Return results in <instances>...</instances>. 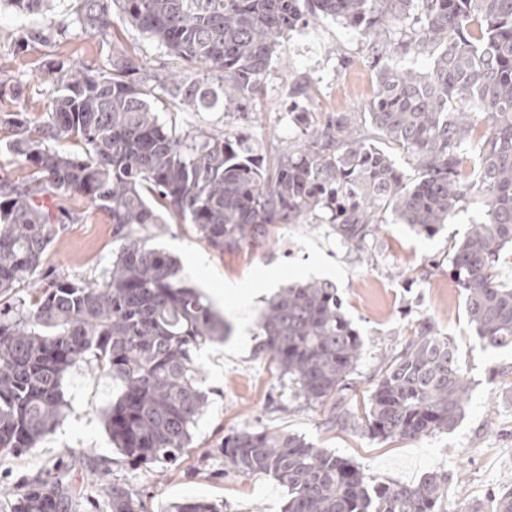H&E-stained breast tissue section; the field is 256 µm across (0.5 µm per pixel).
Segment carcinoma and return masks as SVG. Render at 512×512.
Segmentation results:
<instances>
[{"mask_svg": "<svg viewBox=\"0 0 512 512\" xmlns=\"http://www.w3.org/2000/svg\"><path fill=\"white\" fill-rule=\"evenodd\" d=\"M35 14L50 0H7ZM75 20L105 35L112 12L159 42L186 66L212 75L152 77L186 112L214 108L248 115L279 39L320 18L359 31L379 65L362 112L289 109L300 140L270 161L245 136L176 133L160 121L134 59L112 72L73 68L56 80L45 121L21 112L0 120L6 146L33 171L0 178V461L37 447L65 417V374L92 356L121 387L104 413L106 430L133 463H174L189 448L207 405L195 354L232 326L179 276L178 262L139 237L161 224V206L195 225L213 249L265 241L274 224L318 218L344 246L363 249L389 214L432 236L463 203L482 220L448 261L463 288L480 345H512V289L496 281L500 251L512 243V0H76ZM432 59L428 73L400 69L392 54ZM481 113L488 131L472 117ZM67 141L85 156L51 146ZM474 151L478 177L462 163ZM403 155L410 178L396 165ZM76 192L108 211L125 240L112 267L80 283L43 270V257L65 223L44 199ZM40 279L27 306L21 285ZM256 351L275 363L298 395L333 401L332 421L373 439H416L450 430L462 417L469 385L456 348L425 320L395 356L364 403L362 417L338 397L362 341L327 282L284 288L261 310ZM235 472H265L288 488L284 512H439L447 477L413 485L373 484L350 460L281 431L243 429L224 439ZM105 469L88 453L51 465L26 481L15 512H80L87 489L76 472ZM107 512H139L122 483L107 490ZM171 512H221L185 499ZM464 512H512V490L490 494Z\"/></svg>", "mask_w": 512, "mask_h": 512, "instance_id": "cac0c4a2", "label": "carcinoma"}]
</instances>
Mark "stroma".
Returning <instances> with one entry per match:
<instances>
[{"instance_id":"35a3bbf8","label":"stroma","mask_w":512,"mask_h":512,"mask_svg":"<svg viewBox=\"0 0 512 512\" xmlns=\"http://www.w3.org/2000/svg\"><path fill=\"white\" fill-rule=\"evenodd\" d=\"M133 56L146 70L178 69V61L157 42L114 19L107 36L82 32L74 23V0H53L50 11L25 15L0 6V116L23 112L40 122L57 77L73 67L107 72L116 52ZM314 87L311 112L356 111L373 96L376 70L359 33L324 18L282 37L249 117L236 112H184L166 92L149 100L161 121L183 132L243 134L263 157L286 151L298 130L288 120L292 86ZM75 219L57 225L44 270L72 279L100 280L121 246L110 214L78 195L59 199ZM481 218L476 203H464L437 234L417 235L405 224H384L365 250L338 244L326 224H278L260 246L219 252L202 241L193 225L167 217L149 225L143 237L180 261L182 278L205 294L223 291L217 306L232 324L224 343L198 353L200 387L208 404L192 429L189 452L177 464L148 468L129 462L113 447L103 412L120 387L95 360L76 364L63 385L66 416L38 447L0 461V512H12L17 486L59 459L92 452L108 468L107 480L126 484L142 512H167L170 504L206 497L223 512H283L287 488L271 475L229 470L221 447L225 436L244 428L298 435L316 447L354 461L378 483L412 485L429 472L448 480L441 512H463L494 490L512 489V347L482 348L466 316L465 295L448 268V245L462 240ZM336 286L342 309L363 342L360 358L341 396L361 404L377 383L386 357L398 353L422 321L455 346L469 383L465 412L452 430L415 440L373 439L360 430L336 428L328 405L296 395L268 359L255 352L258 315L265 299L294 282ZM251 289L240 305L226 284ZM502 379L490 380V369ZM107 480L88 485L96 506L106 501Z\"/></svg>"}]
</instances>
